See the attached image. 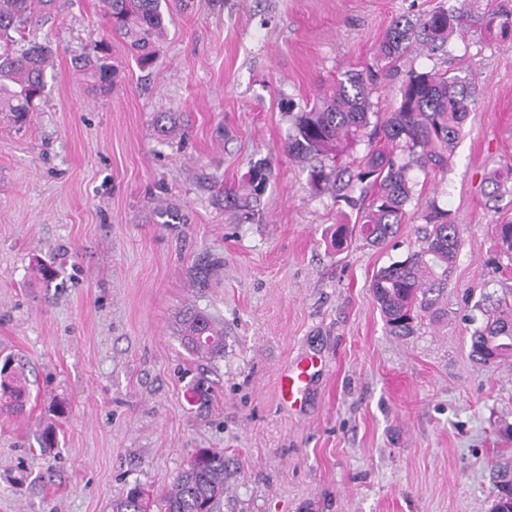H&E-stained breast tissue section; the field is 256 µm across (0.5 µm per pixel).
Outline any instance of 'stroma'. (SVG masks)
Returning <instances> with one entry per match:
<instances>
[{
    "label": "stroma",
    "mask_w": 512,
    "mask_h": 512,
    "mask_svg": "<svg viewBox=\"0 0 512 512\" xmlns=\"http://www.w3.org/2000/svg\"><path fill=\"white\" fill-rule=\"evenodd\" d=\"M453 4L161 0L152 66L113 39L106 96L75 67L103 0H61L28 29L57 53L35 111L0 112V363L30 389L0 417V512H110L207 448L224 451L221 512H490L512 465V357L475 361L470 335L481 304H512L496 235L512 222V48L470 27L388 72L375 55L394 18ZM346 69L376 73L379 112L411 70L471 79L476 103L445 178L412 170L399 234L339 253L330 237L357 211L316 191L323 158L287 142L290 105ZM162 113L179 131L158 135ZM257 162L265 186L237 198ZM432 201L461 226L457 260L437 315L397 337L371 280L420 248ZM190 305L223 329V356L184 345ZM305 357L322 369L292 407L279 379Z\"/></svg>",
    "instance_id": "stroma-1"
}]
</instances>
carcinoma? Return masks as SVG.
<instances>
[{
	"mask_svg": "<svg viewBox=\"0 0 512 512\" xmlns=\"http://www.w3.org/2000/svg\"><path fill=\"white\" fill-rule=\"evenodd\" d=\"M453 9L439 7L416 19L399 17L379 42L377 58L395 65L410 51L433 53L448 46L451 37L470 22L489 36L512 47V0H457ZM106 32L81 58V71L97 94L112 90L115 74L109 63L110 35L129 43L137 63L146 68L157 55V39L164 29L161 0H104ZM59 12V0H0V112L18 120L35 109L44 91V73L53 57L50 46L32 43L16 49V35L32 21L47 22ZM374 84L356 70L340 73L313 104L294 113L288 132V155L306 160L340 154L363 144L356 170L346 183L341 176L315 167L313 186L334 198L360 187L356 223L362 238L381 245L405 223L407 206L416 195L409 176L414 167L445 176L457 140L474 104L472 83L435 71H409L399 89L397 107L374 112ZM267 180L262 163L252 166L248 184L258 191ZM423 219L431 225L420 249L405 259L380 268L372 291L390 332L407 336L418 318L434 313L442 285L448 280L460 247V225L435 202L427 204ZM180 332L187 346L202 356L224 354V330L204 313L189 308L182 314ZM471 352L489 363L512 356V306L499 305L486 314L482 327L470 336ZM29 398L25 378L8 366L0 368V414L23 411ZM201 463H187L171 485L154 495L138 485L114 500L111 512H217L224 500V450L200 451ZM495 507L512 512V469L495 476Z\"/></svg>",
	"mask_w": 512,
	"mask_h": 512,
	"instance_id": "cac0c4a2",
	"label": "carcinoma"
}]
</instances>
